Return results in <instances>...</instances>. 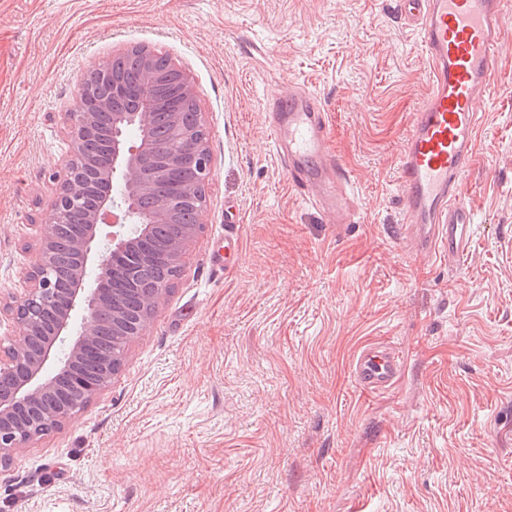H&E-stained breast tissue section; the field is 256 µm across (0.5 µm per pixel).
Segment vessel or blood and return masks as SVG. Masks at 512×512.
<instances>
[{"instance_id":"1","label":"vessel or blood","mask_w":512,"mask_h":512,"mask_svg":"<svg viewBox=\"0 0 512 512\" xmlns=\"http://www.w3.org/2000/svg\"><path fill=\"white\" fill-rule=\"evenodd\" d=\"M399 9L418 29L432 71L398 158L402 230L417 253L453 266L475 234L461 188L482 125L473 104L491 85L512 0H399ZM271 105V144L294 190L329 220L353 223L348 175L332 153L320 98L300 90ZM401 369L400 353L386 346L365 347L354 362L356 380L371 393L388 389Z\"/></svg>"}]
</instances>
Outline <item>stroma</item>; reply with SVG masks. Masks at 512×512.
I'll list each match as a JSON object with an SVG mask.
<instances>
[{"label":"stroma","instance_id":"stroma-1","mask_svg":"<svg viewBox=\"0 0 512 512\" xmlns=\"http://www.w3.org/2000/svg\"><path fill=\"white\" fill-rule=\"evenodd\" d=\"M136 45L193 79L202 228L111 385L0 465V512H512V26L451 266L398 230L430 67L397 0H0V298L35 261L79 84ZM300 86L356 223L301 200L272 151L269 100ZM369 345L405 359L378 394L353 375Z\"/></svg>","mask_w":512,"mask_h":512}]
</instances>
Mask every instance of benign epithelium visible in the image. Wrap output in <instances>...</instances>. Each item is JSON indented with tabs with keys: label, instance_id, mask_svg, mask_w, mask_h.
<instances>
[{
	"label": "benign epithelium",
	"instance_id": "7a95c632",
	"mask_svg": "<svg viewBox=\"0 0 512 512\" xmlns=\"http://www.w3.org/2000/svg\"><path fill=\"white\" fill-rule=\"evenodd\" d=\"M154 81L155 75L147 60L142 68L143 95L138 111L114 114L112 162L100 175L107 191L93 209L82 208L84 189L72 167V159L83 151V139L91 129L93 114L83 111L81 104L70 113L71 160L64 164V176L43 225L32 270L24 275L22 288L13 303L5 308V313L17 326V335L8 339L7 346L0 345V377L13 378L8 391L0 392V461L12 460L16 453L41 438L31 425L18 421L17 410L55 397L61 378L71 377L88 400L104 389L102 385L79 378L73 366L98 339V314L106 306L103 285L116 271L114 258L137 248V243L147 237L151 225L163 223L191 193L188 185L177 195L158 199L149 216L150 223H145L139 199L150 189L143 160L156 152L144 134L152 114ZM171 116L173 138L159 155L155 176L176 177L188 170L201 179H210L212 167L206 146L207 128H186L181 124L179 113L173 112ZM131 126L142 131L140 138L130 140L126 137V129ZM68 212L79 215L85 234L73 243L79 263L70 269L68 287L63 288L60 274L50 263V253L60 227V217ZM111 219L120 224L112 227L110 244L104 248L101 227ZM200 228L199 224L187 227L174 244L172 259L175 264L182 263ZM164 292L165 289L158 288L146 297V315L136 334L146 330ZM80 411L78 404L56 407L50 414L53 429L68 426Z\"/></svg>",
	"mask_w": 512,
	"mask_h": 512
}]
</instances>
